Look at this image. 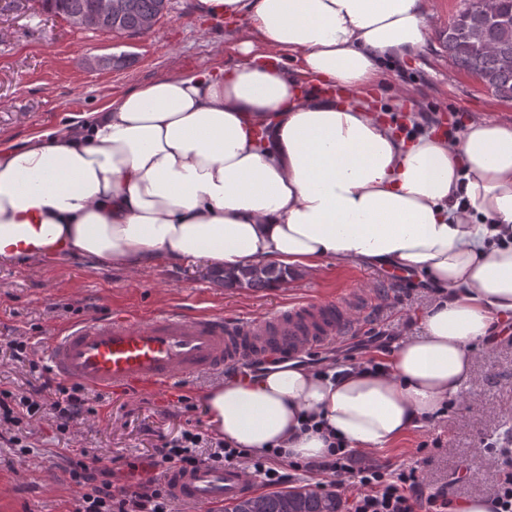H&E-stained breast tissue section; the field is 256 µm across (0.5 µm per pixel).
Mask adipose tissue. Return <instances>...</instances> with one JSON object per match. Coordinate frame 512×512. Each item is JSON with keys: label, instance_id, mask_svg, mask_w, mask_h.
Returning a JSON list of instances; mask_svg holds the SVG:
<instances>
[{"label": "adipose tissue", "instance_id": "adipose-tissue-1", "mask_svg": "<svg viewBox=\"0 0 512 512\" xmlns=\"http://www.w3.org/2000/svg\"><path fill=\"white\" fill-rule=\"evenodd\" d=\"M200 3L249 19L244 62L157 79L0 146V262L288 271L338 258L416 272L439 298L386 372L332 379L291 361L205 396L236 448L310 459L328 431L387 448L455 399L475 343L512 314V125L406 137L372 115L382 62L416 54L433 29L427 0Z\"/></svg>", "mask_w": 512, "mask_h": 512}]
</instances>
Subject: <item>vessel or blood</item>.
I'll use <instances>...</instances> for the list:
<instances>
[{
  "label": "vessel or blood",
  "instance_id": "b4317fda",
  "mask_svg": "<svg viewBox=\"0 0 512 512\" xmlns=\"http://www.w3.org/2000/svg\"><path fill=\"white\" fill-rule=\"evenodd\" d=\"M370 303L367 294L354 292L337 299L293 301L263 317L115 310L53 329L42 356L57 379L96 392L179 391L200 376L323 349L355 333ZM162 479L176 501L198 506L256 494L254 479L237 467L172 465Z\"/></svg>",
  "mask_w": 512,
  "mask_h": 512
}]
</instances>
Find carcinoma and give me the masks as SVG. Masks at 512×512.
I'll use <instances>...</instances> for the list:
<instances>
[{
    "mask_svg": "<svg viewBox=\"0 0 512 512\" xmlns=\"http://www.w3.org/2000/svg\"><path fill=\"white\" fill-rule=\"evenodd\" d=\"M104 0H42L50 12L67 20L86 13L98 16L97 29L108 32L140 33L143 21L160 18L167 0H128L119 18L103 6ZM453 63L461 70L476 75L495 96L512 100V22L493 24L483 6L473 4L448 23V33L441 35ZM214 278L226 286L259 290L279 279L275 268L252 267L238 273L215 271ZM264 512H337L339 504L330 493L305 489L277 490L263 498Z\"/></svg>",
    "mask_w": 512,
    "mask_h": 512,
    "instance_id": "1",
    "label": "carcinoma"
}]
</instances>
